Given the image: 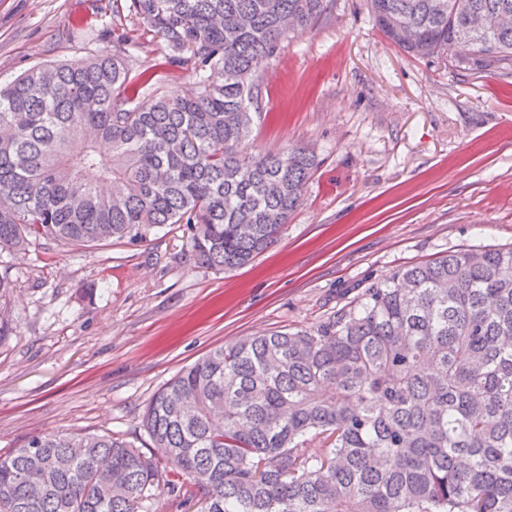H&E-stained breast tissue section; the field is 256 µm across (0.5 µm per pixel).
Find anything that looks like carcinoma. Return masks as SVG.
<instances>
[{
    "label": "carcinoma",
    "mask_w": 512,
    "mask_h": 512,
    "mask_svg": "<svg viewBox=\"0 0 512 512\" xmlns=\"http://www.w3.org/2000/svg\"><path fill=\"white\" fill-rule=\"evenodd\" d=\"M370 8L413 56L512 73V0ZM129 10L162 40L159 66L194 86L130 76L126 31L110 53L0 87V253L136 245L184 224L197 263L245 265L318 166L305 148L249 146L259 72L327 2ZM143 427L168 468L112 433L41 434L0 455V512H139L162 484L201 493L204 512H512V246L399 268L312 330L217 347L152 397Z\"/></svg>",
    "instance_id": "obj_1"
}]
</instances>
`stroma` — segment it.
Listing matches in <instances>:
<instances>
[{"mask_svg":"<svg viewBox=\"0 0 512 512\" xmlns=\"http://www.w3.org/2000/svg\"><path fill=\"white\" fill-rule=\"evenodd\" d=\"M127 0H0V84L134 31L133 73L162 45ZM252 148L319 165L277 242L234 270L201 267L183 227L137 246L0 254V454L49 432L117 433L146 454L152 396L211 349L308 330L397 268L512 244V75L475 78L390 44L368 0H329L259 80Z\"/></svg>","mask_w":512,"mask_h":512,"instance_id":"35a3bbf8","label":"stroma"}]
</instances>
